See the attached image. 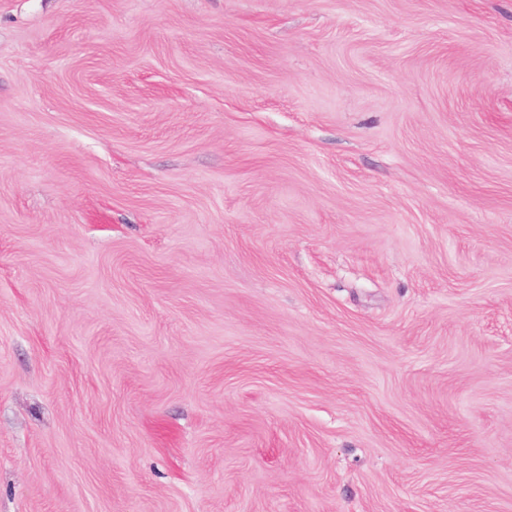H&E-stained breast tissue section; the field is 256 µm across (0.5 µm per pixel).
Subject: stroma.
Here are the masks:
<instances>
[{
	"label": "stroma",
	"mask_w": 512,
	"mask_h": 512,
	"mask_svg": "<svg viewBox=\"0 0 512 512\" xmlns=\"http://www.w3.org/2000/svg\"><path fill=\"white\" fill-rule=\"evenodd\" d=\"M0 512H512V0H0Z\"/></svg>",
	"instance_id": "35a3bbf8"
}]
</instances>
